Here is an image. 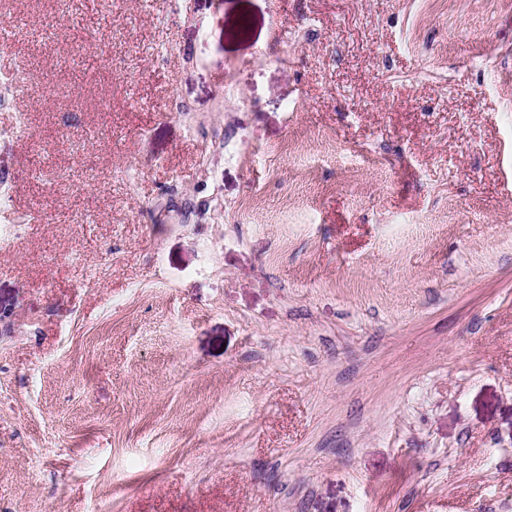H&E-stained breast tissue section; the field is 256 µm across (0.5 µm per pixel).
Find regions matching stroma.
<instances>
[{"instance_id":"1","label":"stroma","mask_w":512,"mask_h":512,"mask_svg":"<svg viewBox=\"0 0 512 512\" xmlns=\"http://www.w3.org/2000/svg\"><path fill=\"white\" fill-rule=\"evenodd\" d=\"M93 2L0 0V512H512V0Z\"/></svg>"}]
</instances>
